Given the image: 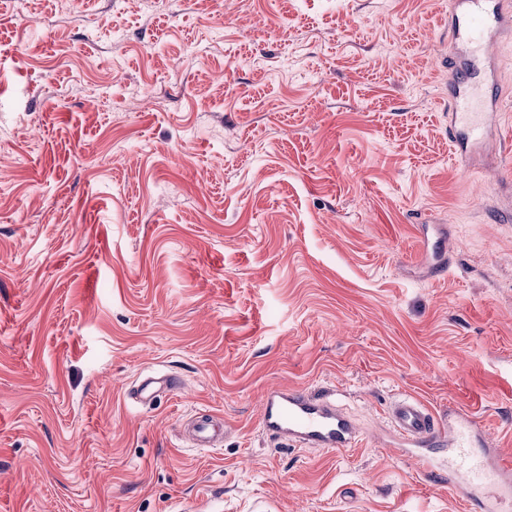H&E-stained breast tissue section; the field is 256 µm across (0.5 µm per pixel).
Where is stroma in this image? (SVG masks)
I'll return each instance as SVG.
<instances>
[{"instance_id": "stroma-1", "label": "stroma", "mask_w": 512, "mask_h": 512, "mask_svg": "<svg viewBox=\"0 0 512 512\" xmlns=\"http://www.w3.org/2000/svg\"><path fill=\"white\" fill-rule=\"evenodd\" d=\"M447 61L448 0H0V512H467L386 431L512 455V140L459 166ZM277 387L357 445L269 440ZM180 384V380L172 375L160 378H148L142 381L136 390L132 392V398L142 404L150 403L154 398L159 396L160 392H173L180 387ZM229 432L226 421H217L209 413L196 414L187 425L189 443L195 448H217Z\"/></svg>"}]
</instances>
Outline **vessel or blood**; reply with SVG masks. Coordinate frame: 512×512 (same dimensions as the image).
Here are the masks:
<instances>
[{"instance_id": "vessel-or-blood-1", "label": "vessel or blood", "mask_w": 512, "mask_h": 512, "mask_svg": "<svg viewBox=\"0 0 512 512\" xmlns=\"http://www.w3.org/2000/svg\"><path fill=\"white\" fill-rule=\"evenodd\" d=\"M511 29L512 0H451L448 49L455 67L448 80V134L456 158H469L501 138L496 60L498 39ZM179 386L172 375L148 378L132 396L146 404ZM387 418L394 448L412 456L421 472L445 481L478 512H512V458L490 447L470 410L452 406L442 416L418 400L400 398ZM260 426L282 445L328 450L354 447L362 434L335 399L300 389L268 390ZM228 432L227 422L208 413L196 414L187 425L196 448L220 447Z\"/></svg>"}]
</instances>
